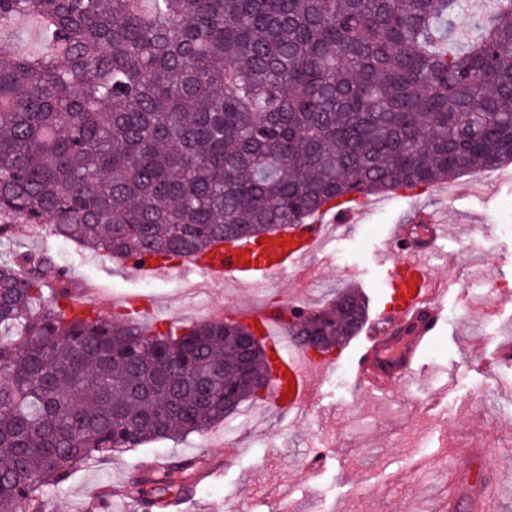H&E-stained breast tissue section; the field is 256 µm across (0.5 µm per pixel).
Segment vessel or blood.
I'll list each match as a JSON object with an SVG mask.
<instances>
[{
	"label": "vessel or blood",
	"mask_w": 512,
	"mask_h": 512,
	"mask_svg": "<svg viewBox=\"0 0 512 512\" xmlns=\"http://www.w3.org/2000/svg\"><path fill=\"white\" fill-rule=\"evenodd\" d=\"M358 217L356 210L343 207L269 235L258 247L243 241L226 242L187 266L164 265L148 255L130 260L128 266L137 274L180 276L192 270L213 280L260 287L300 270L308 259L321 254L329 235L345 233ZM421 220L424 227L417 232L408 224L394 225L379 254L383 260L398 254V268L385 280L389 306L368 326L363 349L354 361L360 380L375 387L418 371V354L436 335L441 321L447 291L433 282L423 260L442 238L444 227L431 213L422 214ZM247 320L258 326L264 345L276 356L270 364L272 402L288 415L304 413L314 399L313 377L325 373L329 362L321 356L287 353L288 333L270 312L248 313Z\"/></svg>",
	"instance_id": "b4317fda"
}]
</instances>
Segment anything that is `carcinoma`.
I'll use <instances>...</instances> for the list:
<instances>
[{"label":"carcinoma","mask_w":512,"mask_h":512,"mask_svg":"<svg viewBox=\"0 0 512 512\" xmlns=\"http://www.w3.org/2000/svg\"><path fill=\"white\" fill-rule=\"evenodd\" d=\"M19 18L46 47L0 57V239L21 220L183 261L512 161V0H0V33ZM67 281L42 251L0 263V512L253 399L243 322L146 329L74 311ZM366 316L344 289L285 326L343 346ZM250 368L268 374L265 346ZM197 465L132 484L150 512L191 497Z\"/></svg>","instance_id":"obj_1"}]
</instances>
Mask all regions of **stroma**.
Segmentation results:
<instances>
[{
  "instance_id": "obj_1",
  "label": "stroma",
  "mask_w": 512,
  "mask_h": 512,
  "mask_svg": "<svg viewBox=\"0 0 512 512\" xmlns=\"http://www.w3.org/2000/svg\"><path fill=\"white\" fill-rule=\"evenodd\" d=\"M459 176L419 195L363 198L360 224L335 237L311 277L290 275L261 289L213 282L137 276L124 262L16 223L0 242V259L46 249L69 270L73 303L104 315L115 304L177 328L225 313L297 303L317 310L335 292L359 291L369 312L388 296L384 279L395 259L378 264L375 248L391 225L413 210L434 212L448 226L428 261L448 295L440 332L425 348V383L404 378L382 389L360 387L352 372V345L339 352L320 380L318 395L300 419L269 401H249L202 434L153 441L113 451L78 469L48 497L46 512H72L104 501L111 512H134L127 493L140 462L172 454L210 451L224 475L202 482L184 512H277L282 496L296 512H469L488 482L498 483L497 512H512V166L499 169L483 191L462 193ZM329 449L342 465L311 479L312 453Z\"/></svg>"
}]
</instances>
